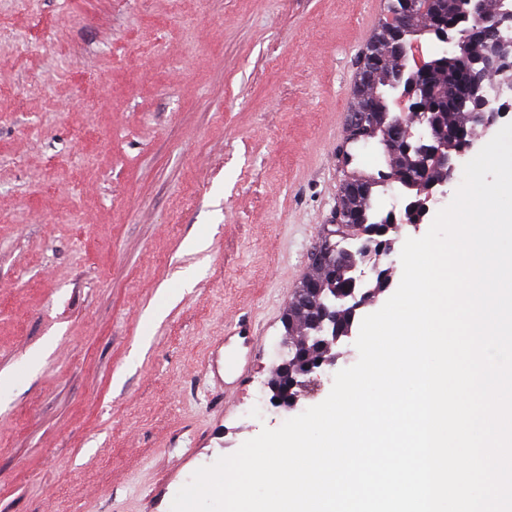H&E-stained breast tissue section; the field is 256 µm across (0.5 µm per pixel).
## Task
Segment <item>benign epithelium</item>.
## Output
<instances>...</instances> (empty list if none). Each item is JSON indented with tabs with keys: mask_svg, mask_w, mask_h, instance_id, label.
Returning <instances> with one entry per match:
<instances>
[{
	"mask_svg": "<svg viewBox=\"0 0 512 512\" xmlns=\"http://www.w3.org/2000/svg\"><path fill=\"white\" fill-rule=\"evenodd\" d=\"M458 11L463 18L470 21L473 34L491 46V52L484 55L475 65L468 62L461 64L465 76V85L458 94V102L464 107L467 103L475 105L477 112L474 119L477 122L475 134L467 142L472 146L484 136L487 130L496 122L498 113L487 109L485 97V76L489 72L503 70L512 66V50L508 42L501 38V33L512 28V6L497 11L486 8L485 0H458ZM386 55L396 58L399 66L381 73L368 71L364 74L361 86V105L351 113L349 127L356 132L353 141L359 142L376 130H386L376 123L372 116L370 102L366 89L381 80L392 90L401 91V97L412 101L409 111H402L395 117L396 125L407 130V139L413 141L416 154L415 166L418 168H435L454 177L455 154L448 152L437 135V129L432 112L420 102L423 86L418 79L429 71V62L417 60L413 66H408L406 60L411 44L404 41L402 29L391 27L386 38ZM347 210H336L331 227L325 229L321 246L315 252L313 265L326 268L336 250V230L334 227L344 223ZM370 250L368 242L347 252L348 269L353 276L347 288L331 289V294L323 295L324 289L305 280L301 283L294 298V308L287 313L283 325L285 333L281 345L285 348L293 346L294 322L301 319L306 322L314 335V343L321 349L329 350L343 337L351 335L352 326L357 311L371 301V295L364 281L365 272L359 266L365 264L364 253ZM346 308L349 322L344 329L338 328L336 305ZM335 363V357L326 355L307 364L303 369L294 371L288 358L274 370L267 386L272 393L271 399L277 400V406L291 409L296 406L299 397L309 393L315 385L316 375L325 367Z\"/></svg>",
	"mask_w": 512,
	"mask_h": 512,
	"instance_id": "7a95c632",
	"label": "benign epithelium"
}]
</instances>
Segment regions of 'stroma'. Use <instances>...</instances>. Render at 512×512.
Instances as JSON below:
<instances>
[{
  "mask_svg": "<svg viewBox=\"0 0 512 512\" xmlns=\"http://www.w3.org/2000/svg\"><path fill=\"white\" fill-rule=\"evenodd\" d=\"M385 0H0V512H171L295 411L256 380L340 201L349 79ZM205 240L194 252L187 243ZM194 271L189 288L180 285ZM256 339V333H254V330L251 329L250 324L238 322L224 329V349L232 344L247 349V355L244 359V362L239 364L233 381L229 383L230 386H227L226 383H224L225 395H229V391L234 387L236 389L241 388L250 379V355L255 351Z\"/></svg>",
  "mask_w": 512,
  "mask_h": 512,
  "instance_id": "35a3bbf8",
  "label": "stroma"
}]
</instances>
